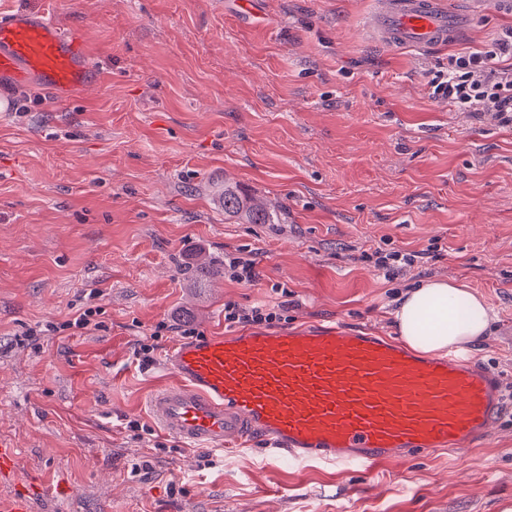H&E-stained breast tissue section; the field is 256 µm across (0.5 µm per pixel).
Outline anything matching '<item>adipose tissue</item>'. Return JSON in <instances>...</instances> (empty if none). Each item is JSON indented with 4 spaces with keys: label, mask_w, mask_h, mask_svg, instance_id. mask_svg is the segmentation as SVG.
<instances>
[{
    "label": "adipose tissue",
    "mask_w": 512,
    "mask_h": 512,
    "mask_svg": "<svg viewBox=\"0 0 512 512\" xmlns=\"http://www.w3.org/2000/svg\"><path fill=\"white\" fill-rule=\"evenodd\" d=\"M392 316L401 341L424 354L467 349L483 336L488 323L482 299L465 286L437 279L406 291Z\"/></svg>",
    "instance_id": "obj_1"
}]
</instances>
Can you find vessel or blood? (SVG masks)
Listing matches in <instances>:
<instances>
[{
	"instance_id": "1",
	"label": "vessel or blood",
	"mask_w": 512,
	"mask_h": 512,
	"mask_svg": "<svg viewBox=\"0 0 512 512\" xmlns=\"http://www.w3.org/2000/svg\"><path fill=\"white\" fill-rule=\"evenodd\" d=\"M373 23L388 44L423 50L458 32L446 0H380ZM97 80L80 32L41 14L0 16V82L35 81L66 99ZM163 366L170 382L148 409L167 434L215 451L259 439L294 467L368 470L410 452L464 449L505 403L490 368L335 324L179 340Z\"/></svg>"
}]
</instances>
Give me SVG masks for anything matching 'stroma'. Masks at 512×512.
<instances>
[{
	"mask_svg": "<svg viewBox=\"0 0 512 512\" xmlns=\"http://www.w3.org/2000/svg\"><path fill=\"white\" fill-rule=\"evenodd\" d=\"M447 2L455 40L412 50L371 32L376 0H253L249 15L234 0H0L84 29L100 73L65 101L0 85V442L25 465L0 496L34 493L37 512H512V408L474 448L342 474L203 454L147 408L183 329L236 332L225 304L276 309V330L392 337L397 298L424 278L485 301L470 358L512 399V129L429 88L512 13ZM226 182L280 223L225 216ZM380 250L418 259L388 278ZM248 252L254 284L189 275ZM90 307L91 326L65 328Z\"/></svg>",
	"mask_w": 512,
	"mask_h": 512,
	"instance_id": "1",
	"label": "stroma"
}]
</instances>
